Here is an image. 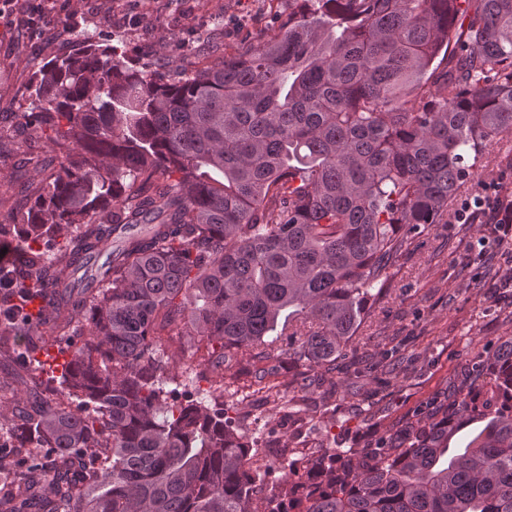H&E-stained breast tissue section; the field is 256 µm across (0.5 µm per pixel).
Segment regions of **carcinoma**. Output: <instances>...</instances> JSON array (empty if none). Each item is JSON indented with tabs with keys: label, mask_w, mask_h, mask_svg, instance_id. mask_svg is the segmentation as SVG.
I'll return each instance as SVG.
<instances>
[{
	"label": "carcinoma",
	"mask_w": 512,
	"mask_h": 512,
	"mask_svg": "<svg viewBox=\"0 0 512 512\" xmlns=\"http://www.w3.org/2000/svg\"><path fill=\"white\" fill-rule=\"evenodd\" d=\"M295 3L190 72L89 34L32 75L19 126L53 128L56 154L13 217L0 354L26 336L22 354L69 359L54 397L38 368L0 411V512H512V340L400 436L280 448L295 483L246 466L224 379L277 375L285 341L335 369L399 256L512 137V0ZM185 336L235 371L178 406ZM458 416L484 426L451 448Z\"/></svg>",
	"instance_id": "1"
}]
</instances>
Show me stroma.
<instances>
[{
    "mask_svg": "<svg viewBox=\"0 0 512 512\" xmlns=\"http://www.w3.org/2000/svg\"><path fill=\"white\" fill-rule=\"evenodd\" d=\"M294 0H9L0 13V193L19 182L41 179L39 165L19 166L15 113L26 111L24 88L44 58L96 32L129 54L172 58L185 70L198 67L202 37L217 36L232 55L278 32ZM512 146L495 144L458 198L512 195V168L501 165ZM481 222L430 225L420 249L392 268L390 291L373 305L356 333L352 353L361 375L345 362L335 375L350 380L347 393L327 398L315 385L316 370L281 369L285 397L279 408L265 401L260 382L247 379L224 388L228 416L245 415L246 434L280 466L281 444L292 448H361L405 429L433 399L448 394L476 352L495 353L512 337V247L483 243ZM380 402L369 410L368 392Z\"/></svg>",
    "mask_w": 512,
    "mask_h": 512,
    "instance_id": "35a3bbf8",
    "label": "stroma"
}]
</instances>
